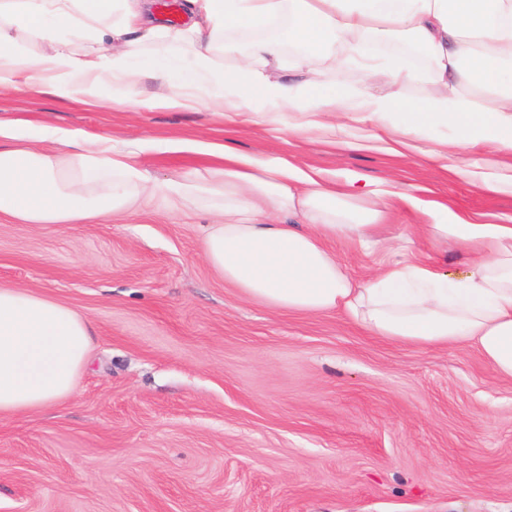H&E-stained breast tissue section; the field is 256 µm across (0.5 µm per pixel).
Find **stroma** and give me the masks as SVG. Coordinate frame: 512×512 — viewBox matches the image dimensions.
Masks as SVG:
<instances>
[{
  "instance_id": "stroma-1",
  "label": "stroma",
  "mask_w": 512,
  "mask_h": 512,
  "mask_svg": "<svg viewBox=\"0 0 512 512\" xmlns=\"http://www.w3.org/2000/svg\"><path fill=\"white\" fill-rule=\"evenodd\" d=\"M323 79L364 94L387 74L326 64ZM110 108L50 92L0 90V121L103 134L160 180L206 177L221 161L197 143L281 157L336 182L440 201L479 224L512 225V156L482 144L428 156L459 132L401 133L403 114L349 122L275 115L256 125L222 107ZM207 214L158 213L84 224L0 217V287L26 288L94 325L72 396L0 417V512H512V381L468 346L421 348L372 336L338 311H275L208 264ZM365 280L396 259L331 245ZM411 257L451 278L457 245L415 241Z\"/></svg>"
}]
</instances>
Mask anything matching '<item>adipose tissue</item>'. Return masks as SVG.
I'll list each match as a JSON object with an SVG mask.
<instances>
[{"label":"adipose tissue","instance_id":"adipose-tissue-1","mask_svg":"<svg viewBox=\"0 0 512 512\" xmlns=\"http://www.w3.org/2000/svg\"><path fill=\"white\" fill-rule=\"evenodd\" d=\"M184 28L156 20L153 0H0V88L52 89L60 98L134 103L141 77L166 89L163 104L223 105L235 116L282 112L391 117L403 85L426 79L439 96L410 107L402 132L452 125L459 148L491 143L512 153V0H186ZM288 19L301 45L297 80L281 74L283 46L255 39L232 74L214 56L225 31ZM402 35L431 60L430 72L389 63L392 90L359 97L322 79L319 61L366 60L368 41ZM49 42L33 56L22 37ZM224 161L199 181L156 180L102 135L0 122V216L27 224H76L129 216L158 202L191 212L210 207L204 253L226 283L279 311L338 310L370 335L420 347L471 346L512 380V225L472 224L447 206L406 191L371 187L360 176L343 190L281 158L224 148ZM428 216L423 236L461 242L470 270L443 277L418 261H398L353 281L330 250L344 239L382 248L375 231L391 201ZM92 323L43 295L0 287V416L45 409L68 398L93 348Z\"/></svg>","mask_w":512,"mask_h":512}]
</instances>
